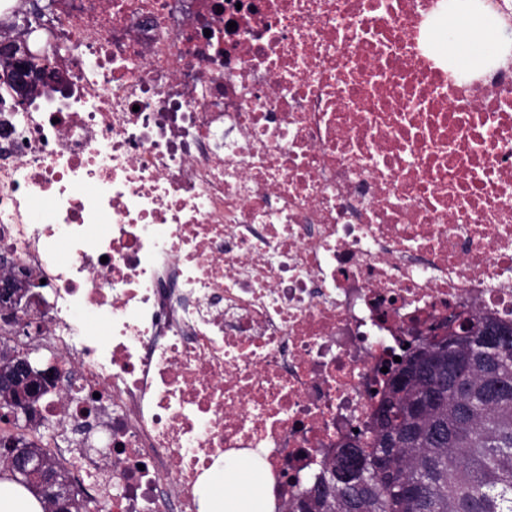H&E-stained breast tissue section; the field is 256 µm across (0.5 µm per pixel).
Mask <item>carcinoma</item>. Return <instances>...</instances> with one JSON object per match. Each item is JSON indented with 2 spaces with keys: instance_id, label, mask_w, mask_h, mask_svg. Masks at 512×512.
<instances>
[{
  "instance_id": "1",
  "label": "carcinoma",
  "mask_w": 512,
  "mask_h": 512,
  "mask_svg": "<svg viewBox=\"0 0 512 512\" xmlns=\"http://www.w3.org/2000/svg\"><path fill=\"white\" fill-rule=\"evenodd\" d=\"M25 19V35L44 29L52 7ZM14 55L0 50V86L9 83ZM488 328L506 339L487 347ZM374 414L370 440L361 448L364 468L350 483L337 479L339 458L290 505L289 512H512V323L492 317L462 318L441 341L406 351ZM60 478L65 469L40 448L14 436Z\"/></svg>"
}]
</instances>
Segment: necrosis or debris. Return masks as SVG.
I'll list each match as a JSON object with an SVG mask.
<instances>
[{"mask_svg":"<svg viewBox=\"0 0 512 512\" xmlns=\"http://www.w3.org/2000/svg\"><path fill=\"white\" fill-rule=\"evenodd\" d=\"M448 0H54L60 95L0 90V277L94 512H202L252 451L287 512L449 312L512 322V62ZM486 0H448L451 7L448 9V32L456 23L460 22L464 14L471 15L474 23L471 26L459 28L460 42L472 46H493L488 55L469 52L459 59V65L464 68L480 66L488 57L494 54L497 48V21L494 22L489 14V8L484 5Z\"/></svg>","mask_w":512,"mask_h":512,"instance_id":"1","label":"necrosis or debris"}]
</instances>
